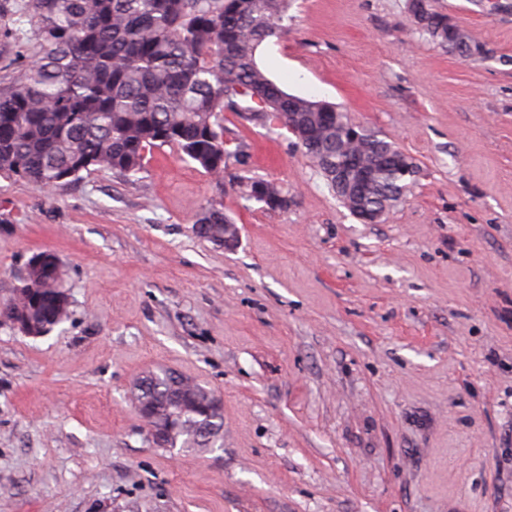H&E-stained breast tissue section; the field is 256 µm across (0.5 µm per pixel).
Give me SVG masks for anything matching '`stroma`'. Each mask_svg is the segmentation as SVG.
I'll return each mask as SVG.
<instances>
[{"label": "stroma", "mask_w": 512, "mask_h": 512, "mask_svg": "<svg viewBox=\"0 0 512 512\" xmlns=\"http://www.w3.org/2000/svg\"><path fill=\"white\" fill-rule=\"evenodd\" d=\"M430 3L483 54L433 44L408 0H292L257 52L413 158L380 223L229 112L250 159L220 178L171 146L130 178L0 177V304L42 251L69 303L39 337L0 317V512H512V0ZM25 4L0 8V88L37 57ZM242 172L287 207L239 199ZM213 200L235 250L194 231ZM161 369L221 397L223 447L154 444L135 386Z\"/></svg>", "instance_id": "35a3bbf8"}]
</instances>
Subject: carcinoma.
Wrapping results in <instances>:
<instances>
[{
	"label": "carcinoma",
	"instance_id": "carcinoma-1",
	"mask_svg": "<svg viewBox=\"0 0 512 512\" xmlns=\"http://www.w3.org/2000/svg\"><path fill=\"white\" fill-rule=\"evenodd\" d=\"M289 0H31L28 23L41 47L39 59L0 90V175L50 190L84 171L106 169L133 177L146 152L174 146L189 163L220 176L230 162L248 165L244 142L228 137L224 113L253 112V124L288 128V96L258 66L256 51L284 30ZM420 32L448 48V15L426 4ZM295 111L314 128L297 142L331 189L330 172L347 157L370 168L361 202H399V188L413 181L383 156L390 142L371 131L336 143V126L321 117V102L293 96ZM246 201L271 210L283 189L262 177L236 183ZM232 219L212 201L196 213V233L224 238ZM62 274L31 282L0 313L44 334L67 315L68 301L48 316ZM174 374L160 371L142 381L138 400L155 410L152 424L183 416L181 448H213L223 411L204 415L176 401Z\"/></svg>",
	"mask_w": 512,
	"mask_h": 512
}]
</instances>
